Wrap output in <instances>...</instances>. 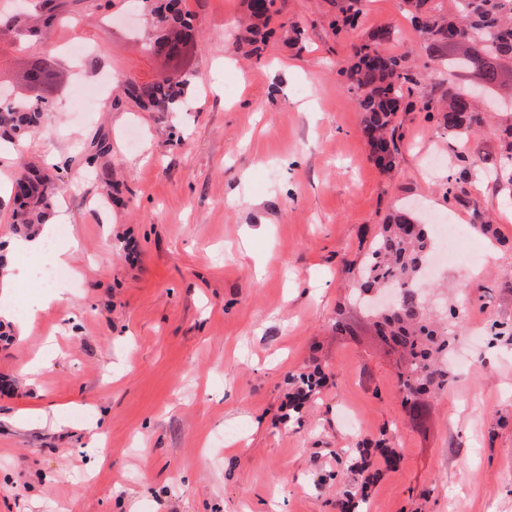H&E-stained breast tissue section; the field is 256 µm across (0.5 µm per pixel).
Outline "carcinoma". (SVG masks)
<instances>
[{"label":"carcinoma","instance_id":"1","mask_svg":"<svg viewBox=\"0 0 512 512\" xmlns=\"http://www.w3.org/2000/svg\"><path fill=\"white\" fill-rule=\"evenodd\" d=\"M52 18L71 26L83 22L87 0H43ZM167 12L160 13L153 0H142L143 11L152 17V24L168 27H190L192 18L183 12L181 0H168ZM255 0H248L249 17L241 40L252 46L251 53L261 56L264 45L275 30L269 27L272 9L259 12ZM358 0H346L340 15L332 21L336 33L358 26ZM407 12L417 22L423 39L428 42L430 56L448 66L451 74L476 72L486 84L502 78L497 60L512 56V0H455V9L443 12L433 0H403ZM390 38L383 29L371 33L356 47L353 59L339 70L362 112L361 131L368 135L367 143L375 161L390 169L395 163L398 127L394 117L407 111L413 102L405 99L403 88L415 82L406 56L384 52L382 42ZM184 81L157 78L151 84L128 91V95L144 108L175 112L181 105ZM422 111L436 113L438 126L453 137L469 139L478 130L494 136L500 144L496 179L512 185V124L483 127L480 112L472 102L469 87L450 85L438 103L421 101ZM44 118L34 107L16 108L0 103V127L7 129L11 140L21 141ZM457 173L448 176V198L455 201L465 193L472 171L480 159L465 153L457 155ZM24 195L16 197L22 220L20 229L35 232L39 226L36 210L46 203L49 179L36 170L20 176ZM434 245L431 225L421 223L409 210L396 208L380 225L370 246L369 260L359 272L358 290L368 293L382 288L397 289L394 309H371L376 332L388 336L405 355L398 373V384L407 397L413 399L410 412L422 416L426 407L418 401L420 395H437L448 391L456 376L448 369V356L454 350L461 329L456 308L449 307L446 320L435 319L427 312L425 286L420 274ZM327 375L319 366L291 378L318 388Z\"/></svg>","mask_w":512,"mask_h":512}]
</instances>
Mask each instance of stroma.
<instances>
[{
  "mask_svg": "<svg viewBox=\"0 0 512 512\" xmlns=\"http://www.w3.org/2000/svg\"><path fill=\"white\" fill-rule=\"evenodd\" d=\"M344 2L275 0V23L306 40L276 36L255 57L238 39L247 0H182L199 33L181 111L107 99L73 111L64 68L56 112L0 152V187L63 156L49 214L68 216L75 277L49 304L18 280L16 312H0V512H341L347 487L365 488L367 512H512V342L476 333L512 321V189L478 170L461 200L445 197L457 154L493 159L498 143L462 145L400 112L383 171L339 65L380 28L384 50L413 61L412 98L435 92L438 65L402 0H360V26L337 35ZM103 54L85 78L163 71L120 28ZM406 203L478 245L438 274L435 297L462 304L457 355L474 363L421 421L402 408L397 352L352 299L385 216ZM480 211L496 236L474 231ZM316 362L326 384L282 421L289 376ZM383 431L395 460L376 453L358 471L352 448Z\"/></svg>",
  "mask_w": 512,
  "mask_h": 512,
  "instance_id": "1",
  "label": "stroma"
}]
</instances>
